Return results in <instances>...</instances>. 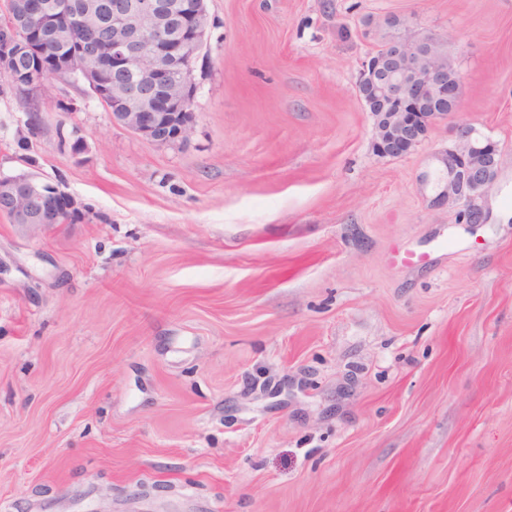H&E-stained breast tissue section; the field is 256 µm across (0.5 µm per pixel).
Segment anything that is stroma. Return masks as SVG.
I'll return each instance as SVG.
<instances>
[{"mask_svg":"<svg viewBox=\"0 0 512 512\" xmlns=\"http://www.w3.org/2000/svg\"><path fill=\"white\" fill-rule=\"evenodd\" d=\"M207 10L176 148L0 78V173L86 211L0 215V512H512V0ZM387 17L461 76L398 157L357 93ZM459 120L500 164L452 202Z\"/></svg>","mask_w":512,"mask_h":512,"instance_id":"obj_1","label":"stroma"}]
</instances>
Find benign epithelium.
Returning <instances> with one entry per match:
<instances>
[{"label": "benign epithelium", "mask_w": 512, "mask_h": 512, "mask_svg": "<svg viewBox=\"0 0 512 512\" xmlns=\"http://www.w3.org/2000/svg\"><path fill=\"white\" fill-rule=\"evenodd\" d=\"M100 0H7L0 17V75L33 97L47 83L80 73L91 92L112 111V121L160 146L186 142L194 127V63L208 28L206 0H112L107 36L84 43L46 62L43 33L101 23ZM399 33L362 62L359 101L370 106L375 147L388 156L414 149L428 126L459 114L460 77L448 74L444 39L410 32L388 18ZM466 122L455 125L459 151L451 155L447 196L488 191L498 152L473 138ZM64 213L80 215L78 203L59 186L30 173L0 174V214L38 229L59 223Z\"/></svg>", "instance_id": "obj_1"}]
</instances>
